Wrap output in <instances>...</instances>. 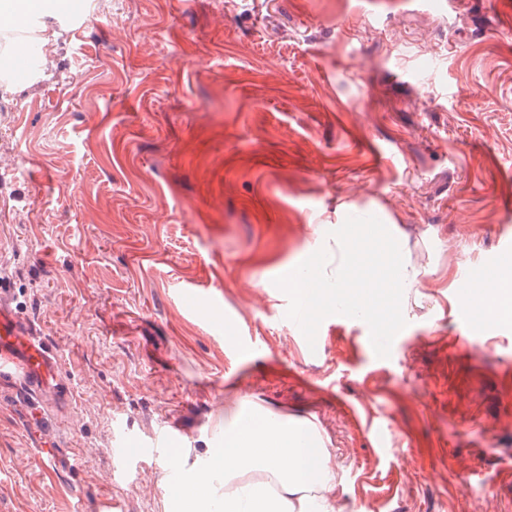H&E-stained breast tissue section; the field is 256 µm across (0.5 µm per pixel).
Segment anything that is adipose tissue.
I'll return each instance as SVG.
<instances>
[{"label":"adipose tissue","mask_w":512,"mask_h":512,"mask_svg":"<svg viewBox=\"0 0 512 512\" xmlns=\"http://www.w3.org/2000/svg\"><path fill=\"white\" fill-rule=\"evenodd\" d=\"M265 417L225 437L211 467L197 468L198 512H338L335 467L314 427L284 423L271 410ZM216 471L224 480L219 495L211 491Z\"/></svg>","instance_id":"1"}]
</instances>
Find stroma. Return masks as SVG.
<instances>
[{
    "instance_id": "35a3bbf8",
    "label": "stroma",
    "mask_w": 512,
    "mask_h": 512,
    "mask_svg": "<svg viewBox=\"0 0 512 512\" xmlns=\"http://www.w3.org/2000/svg\"><path fill=\"white\" fill-rule=\"evenodd\" d=\"M50 29L56 64L0 89V282L70 401L0 385V512H189L169 457L266 410L316 424L343 512H512V316L459 339L512 231L506 0H98ZM362 213L421 271L386 358L341 315L307 343L274 284Z\"/></svg>"
}]
</instances>
